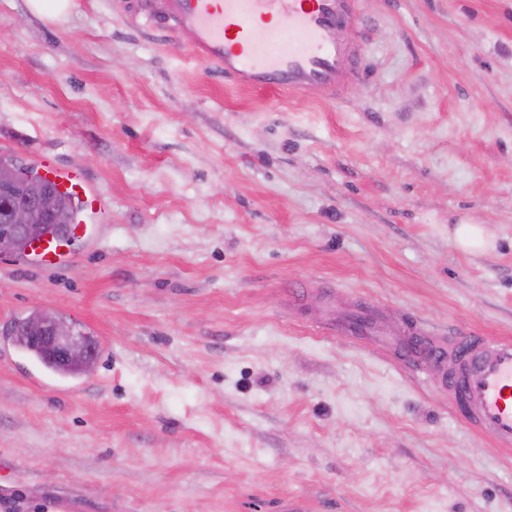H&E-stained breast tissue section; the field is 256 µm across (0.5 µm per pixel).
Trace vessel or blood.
I'll return each mask as SVG.
<instances>
[{"instance_id": "obj_1", "label": "vessel or blood", "mask_w": 512, "mask_h": 512, "mask_svg": "<svg viewBox=\"0 0 512 512\" xmlns=\"http://www.w3.org/2000/svg\"><path fill=\"white\" fill-rule=\"evenodd\" d=\"M361 0H139L148 21L194 35L195 59L223 66L236 86L275 88L292 96L322 89L328 102L341 100L360 76L362 46L356 36ZM44 178L77 199L75 235L93 232L102 197L77 167L44 161ZM30 255L44 267L72 263L66 243L48 237ZM337 334L373 337L392 345L411 364L432 365L465 423L512 451V340L468 338L431 346L417 329L397 331L359 313L338 324Z\"/></svg>"}]
</instances>
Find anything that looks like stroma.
Listing matches in <instances>:
<instances>
[{
	"instance_id": "35a3bbf8",
	"label": "stroma",
	"mask_w": 512,
	"mask_h": 512,
	"mask_svg": "<svg viewBox=\"0 0 512 512\" xmlns=\"http://www.w3.org/2000/svg\"><path fill=\"white\" fill-rule=\"evenodd\" d=\"M127 2L0 0V154L108 213L74 264L0 257V512H512L433 367L332 331L512 338V0H361L339 103L237 87ZM44 305L86 373L6 336ZM455 242L466 251L483 250L490 245L480 224H461L456 230Z\"/></svg>"
}]
</instances>
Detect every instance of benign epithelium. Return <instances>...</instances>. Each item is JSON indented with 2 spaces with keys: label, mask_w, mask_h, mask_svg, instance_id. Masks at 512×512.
I'll return each instance as SVG.
<instances>
[{
  "label": "benign epithelium",
  "mask_w": 512,
  "mask_h": 512,
  "mask_svg": "<svg viewBox=\"0 0 512 512\" xmlns=\"http://www.w3.org/2000/svg\"><path fill=\"white\" fill-rule=\"evenodd\" d=\"M53 207L46 197L18 205L12 214V222L0 226V256L14 254V243L21 237H30L38 231L42 215ZM12 335L28 333L43 342L52 358L68 365L91 367L97 356V345L93 337L75 326H63L56 313L43 308L32 321H23L11 329Z\"/></svg>",
  "instance_id": "obj_1"
}]
</instances>
